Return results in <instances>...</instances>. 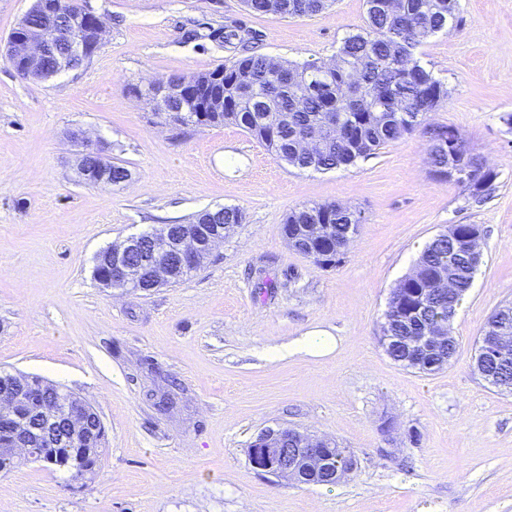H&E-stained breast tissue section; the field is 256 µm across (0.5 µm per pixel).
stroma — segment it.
I'll list each match as a JSON object with an SVG mask.
<instances>
[{"label":"stroma","mask_w":512,"mask_h":512,"mask_svg":"<svg viewBox=\"0 0 512 512\" xmlns=\"http://www.w3.org/2000/svg\"><path fill=\"white\" fill-rule=\"evenodd\" d=\"M74 3L105 24L88 65L41 83L0 54V371L86 399L107 450L89 484L42 462L0 472V512H512V394L474 367L488 317L512 302V0H457L459 26L417 51L448 85L428 124L458 129L498 174L479 205L433 177L417 133L345 170L299 171L238 127L184 126L138 94L240 56L194 29L253 31L278 61L334 59L365 0L303 18L242 0ZM75 130L129 180L78 183ZM325 202L364 217L333 267L282 230L289 210ZM224 206L245 222L187 280L123 294L95 280L103 249ZM455 224L480 226L483 262L450 322L457 352L427 375L386 354L385 313ZM315 332L332 347L300 349ZM286 427L337 438L356 471L320 486L256 472L254 438Z\"/></svg>","instance_id":"1"}]
</instances>
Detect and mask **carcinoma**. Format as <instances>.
Here are the masks:
<instances>
[{
  "label": "carcinoma",
  "mask_w": 512,
  "mask_h": 512,
  "mask_svg": "<svg viewBox=\"0 0 512 512\" xmlns=\"http://www.w3.org/2000/svg\"><path fill=\"white\" fill-rule=\"evenodd\" d=\"M257 15L302 18L325 8L327 0H245ZM366 25L348 35L336 51L332 68L324 70L314 62L274 61L255 52L225 67L223 102L201 112V102L211 96L206 90L210 73L190 75L192 92L183 97L186 112L177 118L183 125L233 124L261 144L285 165L301 171L347 168L360 158L417 130L422 135L446 138L445 146L429 147L428 164L435 179L448 180V171L464 164L469 177L464 181L470 199L483 202L494 190L497 173L483 156L473 152L460 132L452 126L426 124V115L448 99L444 81L420 64L416 50L430 36L453 26L456 0H366ZM245 71L251 86H241L234 75ZM335 115L344 128L329 127L327 117ZM225 224H241L237 207L210 211ZM363 223L361 214L333 203H314L291 210L283 232L293 249L316 265H339L344 254L337 253L350 238L351 228ZM327 224L328 233L311 237L310 225ZM476 224H456L435 236L417 259L415 270L393 289L385 314L387 338L382 345L388 356L406 368L423 374L446 367L456 353L457 339L448 326L467 296L481 261L471 251L469 237ZM487 323L512 336V302L497 307ZM447 334L437 347H423L424 333ZM480 375L493 387L512 393V349L485 356ZM74 403V394L33 382L31 406L17 409L21 418L36 419L44 399ZM15 419L0 415V469L20 464L8 448ZM332 467L345 474L356 468L353 453L334 443Z\"/></svg>",
  "instance_id": "obj_1"
}]
</instances>
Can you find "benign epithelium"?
<instances>
[{"instance_id":"7a95c632","label":"benign epithelium","mask_w":512,"mask_h":512,"mask_svg":"<svg viewBox=\"0 0 512 512\" xmlns=\"http://www.w3.org/2000/svg\"><path fill=\"white\" fill-rule=\"evenodd\" d=\"M69 29L60 31L54 27H43L34 32L23 31L26 22H21L6 43L7 59L21 64L17 73L26 79L34 75V66L44 54L54 50L60 39L66 41V53L62 59L64 68L75 69L82 66L96 53L105 36L103 22L96 15L84 10L70 13ZM189 82L174 76L150 84L144 95L152 102L163 104L174 98L187 95ZM111 162L100 151H87L81 154L76 168L78 182L84 185L107 183ZM237 228L235 224H198L189 228L179 239H172L165 226L154 231L155 244L153 256L156 261L148 269L132 266L127 255L139 244V237L132 235L118 244L112 245L107 256V264L112 267V277L103 281L107 288L126 292L129 290L150 292L166 285L172 273L163 261V257L179 254L185 267H199L213 256L216 249L224 243V237ZM17 384L0 391V413L11 414L28 401V388L23 376L16 374ZM44 422L39 434H34L28 425L15 428L12 437V453L25 460H38L45 452L43 448L32 445V436H38L40 443L48 448L59 449L55 459L63 469L94 467L93 456L73 453L71 448L61 447L57 441L55 428L60 423L69 426L70 436L67 442L77 444L83 439L90 440L103 428L101 418H96L97 426H90L85 415L96 414L85 405L78 412L67 406L55 404L41 409ZM329 441L325 437L311 435L304 431L287 428L266 429L259 433L249 450V463L258 473H266L284 478L288 475L302 479V471L318 474L328 466L327 449Z\"/></svg>"}]
</instances>
